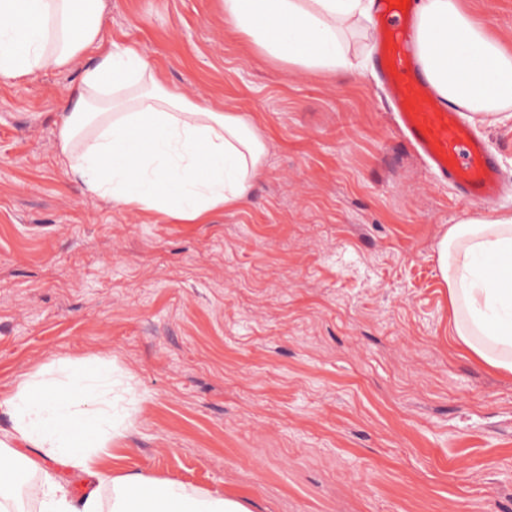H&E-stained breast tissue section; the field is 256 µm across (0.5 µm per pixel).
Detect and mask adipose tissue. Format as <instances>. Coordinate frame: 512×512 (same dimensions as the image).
Here are the masks:
<instances>
[{
    "instance_id": "ef3b65f1",
    "label": "adipose tissue",
    "mask_w": 512,
    "mask_h": 512,
    "mask_svg": "<svg viewBox=\"0 0 512 512\" xmlns=\"http://www.w3.org/2000/svg\"><path fill=\"white\" fill-rule=\"evenodd\" d=\"M224 22L289 67L359 75L354 60L369 36L374 0H221ZM105 0H0V80L65 70L87 54L57 148L98 197L144 212L195 222L243 204L261 174L266 143L240 115L187 99L168 86L139 50L105 38ZM417 41L428 81L469 120H512V45L503 43L468 0H420ZM436 263L448 290L450 334L487 368L512 376V209H489L445 228ZM122 389L95 358L61 362L21 379L0 396L10 419L0 432V512H251L232 497L188 490L177 479L114 475L101 458L127 428L115 423ZM122 394V395H123ZM42 449L84 477L82 491L40 470L16 444ZM39 471L37 481L29 472Z\"/></svg>"
}]
</instances>
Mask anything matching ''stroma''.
I'll return each instance as SVG.
<instances>
[{
  "instance_id": "1",
  "label": "stroma",
  "mask_w": 512,
  "mask_h": 512,
  "mask_svg": "<svg viewBox=\"0 0 512 512\" xmlns=\"http://www.w3.org/2000/svg\"><path fill=\"white\" fill-rule=\"evenodd\" d=\"M103 24L267 143L241 206L186 224L90 194L56 148L80 65L0 82V395L57 359L146 400L104 462L252 512H512V377L448 339L435 246L482 206L429 174L376 73L288 68L220 0Z\"/></svg>"
}]
</instances>
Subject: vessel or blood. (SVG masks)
Returning a JSON list of instances; mask_svg holds the SVG:
<instances>
[{"label":"vessel or blood","instance_id":"1","mask_svg":"<svg viewBox=\"0 0 512 512\" xmlns=\"http://www.w3.org/2000/svg\"><path fill=\"white\" fill-rule=\"evenodd\" d=\"M413 13V7L399 8L397 0H378L377 68L399 129L436 179L465 200L495 202L503 185L497 158L491 145L429 85L414 51Z\"/></svg>","mask_w":512,"mask_h":512}]
</instances>
